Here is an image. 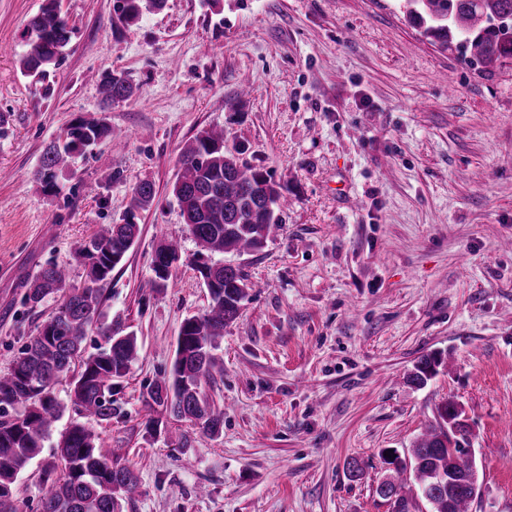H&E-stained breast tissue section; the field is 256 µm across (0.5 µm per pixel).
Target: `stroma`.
<instances>
[{
    "instance_id": "1",
    "label": "stroma",
    "mask_w": 512,
    "mask_h": 512,
    "mask_svg": "<svg viewBox=\"0 0 512 512\" xmlns=\"http://www.w3.org/2000/svg\"><path fill=\"white\" fill-rule=\"evenodd\" d=\"M42 3L0 0V371L58 306H22L35 272L53 261L83 282L78 245L152 182L102 305L139 344L120 413L96 428L140 478L124 512H392L376 493L384 452L407 454L449 398L471 426L472 512H512V61L472 69L400 0H167L131 26L115 0H59L75 35L46 96L19 68ZM105 70L135 95L104 106ZM78 116L107 118L112 138L44 195L42 150ZM212 126L288 204L273 239L239 259L253 289L219 350L224 429L184 451L185 422L145 439L142 395L169 370L183 319L209 304L171 190L184 146ZM171 239L182 258L160 290L152 257ZM431 351L446 367L409 385ZM72 416L66 406L19 477L20 512H36Z\"/></svg>"
}]
</instances>
